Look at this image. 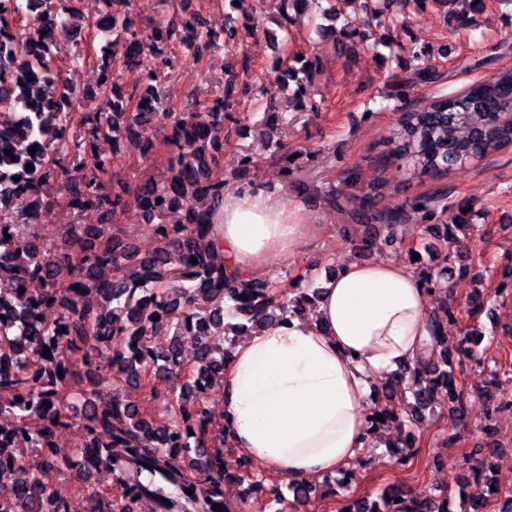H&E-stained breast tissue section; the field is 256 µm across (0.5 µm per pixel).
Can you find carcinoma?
Wrapping results in <instances>:
<instances>
[{
  "mask_svg": "<svg viewBox=\"0 0 512 512\" xmlns=\"http://www.w3.org/2000/svg\"><path fill=\"white\" fill-rule=\"evenodd\" d=\"M47 3L0 0V228L9 227L6 234L0 231V281L11 284L8 299L0 293V420H6L0 423V464L13 483L11 495H0V512H41L45 501L55 512H72L74 495L39 477V470L57 458L82 474L77 494L102 500L96 512H113L112 497L101 494L91 479L101 468L112 470L126 512H215V504L224 512H244L246 501L233 508L224 500V480L251 485L259 480L245 458L232 465L224 459V427L209 415L201 381L219 384L227 359L224 339L209 329L222 326L228 334L242 329L235 311L254 322L275 320L276 309L283 317L295 315L307 296L290 301L268 280H241L225 272L215 257L216 225L207 206L224 197V179L215 174L224 102L199 112H142L113 99L105 78L97 111L73 122L77 88L61 78L51 51L36 55L31 44L39 36L49 42L69 34L77 14H53ZM90 28L115 35L99 64L105 75L116 62L136 65L153 39L116 12L105 13ZM213 39L214 30L195 28L182 42L199 53ZM510 101L511 68L455 97L438 96L425 108L407 110L388 140L387 157L433 175L512 147V111H504ZM160 123L171 131L169 174L148 182L136 196V205L156 219L150 223L156 241L150 255L140 259L122 239L92 228L77 238L64 233L58 242L36 235L33 225L48 204L42 186L57 185L76 209L94 205L109 220L125 212V187L108 195L98 192L111 160L89 151L91 142L122 126L130 146L137 147ZM72 159L83 170L79 180L72 177ZM174 207L184 211V222L169 234L163 218ZM433 216L434 199L427 196L391 212L351 210L358 223L386 226V245L405 235V224ZM128 263L136 272L123 282L102 275L107 267ZM30 282L39 288L19 293ZM448 314V302H437L424 355L381 387L374 413L399 418L393 401L407 384L415 395L411 423L439 388L460 399L455 373L446 369L448 357L434 360L436 348L448 340ZM191 321L197 323V355L189 364L182 340ZM134 339L140 347L132 351ZM132 382L166 402L171 412L166 425L155 426L134 407L114 401L112 388ZM75 415L84 420V442L78 459L71 460L57 438ZM23 447L38 452L41 461L22 459ZM289 491L293 501L306 503L315 486L297 483ZM346 507L349 512H450L447 491L417 496L400 487L378 501L355 500Z\"/></svg>",
  "mask_w": 512,
  "mask_h": 512,
  "instance_id": "cac0c4a2",
  "label": "carcinoma"
}]
</instances>
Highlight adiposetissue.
<instances>
[{
  "label": "adipose tissue",
  "mask_w": 512,
  "mask_h": 512,
  "mask_svg": "<svg viewBox=\"0 0 512 512\" xmlns=\"http://www.w3.org/2000/svg\"><path fill=\"white\" fill-rule=\"evenodd\" d=\"M212 222L224 267L240 278L312 243L304 207L255 183L226 189ZM429 322L428 292L407 266L346 262L314 320L288 316L235 345L220 385L225 434L288 482L336 475L366 446L375 386L418 359Z\"/></svg>",
  "instance_id": "adipose-tissue-1"
}]
</instances>
